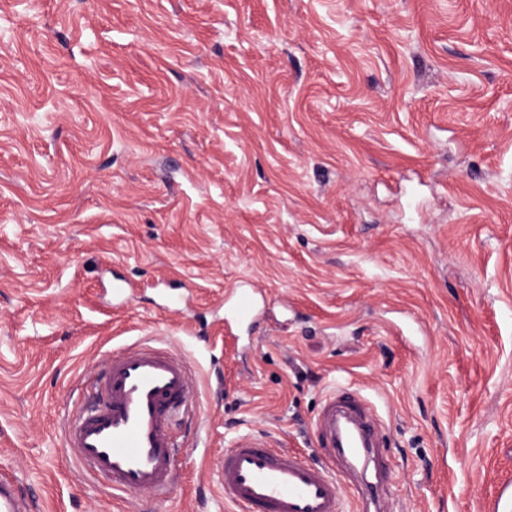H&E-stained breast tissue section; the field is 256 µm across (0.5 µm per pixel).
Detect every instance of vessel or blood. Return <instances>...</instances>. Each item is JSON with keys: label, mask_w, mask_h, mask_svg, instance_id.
<instances>
[{"label": "vessel or blood", "mask_w": 512, "mask_h": 512, "mask_svg": "<svg viewBox=\"0 0 512 512\" xmlns=\"http://www.w3.org/2000/svg\"><path fill=\"white\" fill-rule=\"evenodd\" d=\"M254 293L234 289L224 298L225 323L255 321ZM187 363L148 345L113 355L105 395L84 415L65 416L63 440L86 472L112 491L169 493L175 481L174 419L193 403ZM317 442L328 457L310 461L279 449L262 435L245 434L225 448L219 484L242 512H343L346 473L366 466L378 421L362 401L341 394L325 400ZM34 503L10 478H0V512H34Z\"/></svg>", "instance_id": "obj_1"}]
</instances>
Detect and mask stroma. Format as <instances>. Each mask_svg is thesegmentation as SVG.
Returning <instances> with one entry per match:
<instances>
[{
  "label": "stroma",
  "mask_w": 512,
  "mask_h": 512,
  "mask_svg": "<svg viewBox=\"0 0 512 512\" xmlns=\"http://www.w3.org/2000/svg\"><path fill=\"white\" fill-rule=\"evenodd\" d=\"M143 344L198 397L174 492L115 499L61 427ZM333 392L390 512L512 484V0H0V474L36 512H236L224 448L324 457ZM254 294L251 289L235 288L224 297V325L232 322H255L258 312L255 310Z\"/></svg>",
  "instance_id": "35a3bbf8"
}]
</instances>
